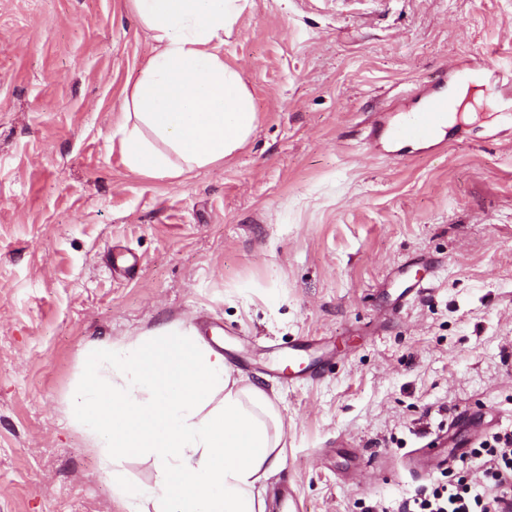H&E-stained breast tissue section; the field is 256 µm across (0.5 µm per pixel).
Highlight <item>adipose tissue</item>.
Returning <instances> with one entry per match:
<instances>
[{"label": "adipose tissue", "mask_w": 512, "mask_h": 512, "mask_svg": "<svg viewBox=\"0 0 512 512\" xmlns=\"http://www.w3.org/2000/svg\"><path fill=\"white\" fill-rule=\"evenodd\" d=\"M153 48L124 104V160L154 178L222 164L257 115L224 38L242 0H127ZM68 416L99 448L125 512H264L260 492L283 452L270 396L236 378L223 354L176 324L92 348ZM150 461L153 484L122 464Z\"/></svg>", "instance_id": "ef3b65f1"}]
</instances>
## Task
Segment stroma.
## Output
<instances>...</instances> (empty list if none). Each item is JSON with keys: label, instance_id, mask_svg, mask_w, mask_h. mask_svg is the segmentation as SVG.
<instances>
[{"label": "stroma", "instance_id": "35a3bbf8", "mask_svg": "<svg viewBox=\"0 0 512 512\" xmlns=\"http://www.w3.org/2000/svg\"><path fill=\"white\" fill-rule=\"evenodd\" d=\"M150 51L127 0H0V512H124L65 409L87 349L180 323L283 423L300 512H402L450 422L512 431V0H248L224 62L258 113L223 165L148 178L116 130ZM491 62L435 149L370 138ZM422 281L419 293L411 285ZM312 336L314 381L278 373Z\"/></svg>", "mask_w": 512, "mask_h": 512}]
</instances>
